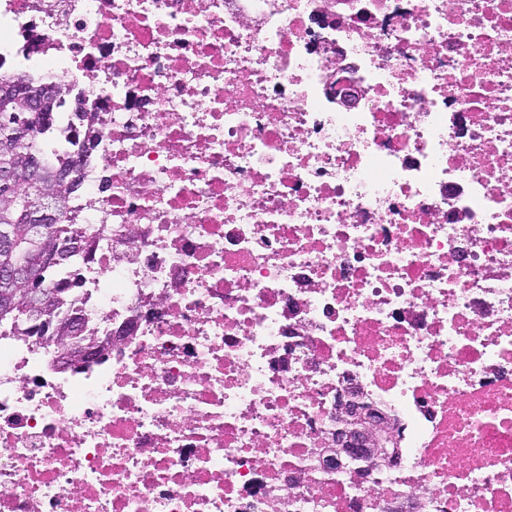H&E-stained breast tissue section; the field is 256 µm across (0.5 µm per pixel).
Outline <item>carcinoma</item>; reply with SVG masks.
Segmentation results:
<instances>
[{
  "label": "carcinoma",
  "instance_id": "1",
  "mask_svg": "<svg viewBox=\"0 0 512 512\" xmlns=\"http://www.w3.org/2000/svg\"><path fill=\"white\" fill-rule=\"evenodd\" d=\"M11 81L32 88L39 94L47 84L32 75L19 76L0 69V82ZM66 102L55 100L46 111H23L24 102L6 104L0 99V169L18 174L12 187H0V226L14 228L16 246L0 252V265L11 264L32 272L29 283L0 281V293L14 297L11 307L0 306V334L3 336H41L48 346L60 336L69 335V319L64 312L74 307L72 283L82 275L79 258L92 252L104 227L92 228L73 223L70 201L74 191H64L54 181L55 173L86 165L89 151L98 137L88 113L72 112L62 116ZM40 160L44 170L38 177L27 176L31 161ZM48 206L59 213L52 224H31L24 210ZM54 287L62 290V299L54 314L47 318L35 309L28 289Z\"/></svg>",
  "mask_w": 512,
  "mask_h": 512
}]
</instances>
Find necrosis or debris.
Segmentation results:
<instances>
[{
  "label": "necrosis or debris",
  "mask_w": 512,
  "mask_h": 512,
  "mask_svg": "<svg viewBox=\"0 0 512 512\" xmlns=\"http://www.w3.org/2000/svg\"><path fill=\"white\" fill-rule=\"evenodd\" d=\"M19 58L91 111L77 304L134 333L0 335V512H512V0H0ZM386 425L376 413L365 414L355 396L347 392L346 398L336 404V430L329 436L322 461L336 460L337 464L350 465L365 459L374 468L382 469L397 462V448H388Z\"/></svg>",
  "instance_id": "necrosis-or-debris-1"
}]
</instances>
